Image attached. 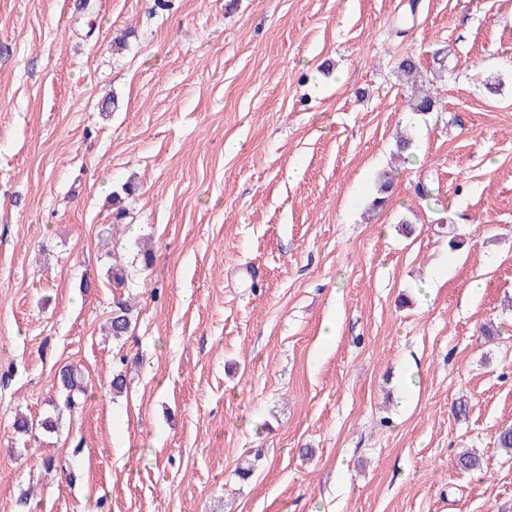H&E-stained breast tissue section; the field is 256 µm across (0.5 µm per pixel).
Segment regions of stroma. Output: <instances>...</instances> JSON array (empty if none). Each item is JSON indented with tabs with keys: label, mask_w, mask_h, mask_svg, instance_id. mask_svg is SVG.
Segmentation results:
<instances>
[{
	"label": "stroma",
	"mask_w": 512,
	"mask_h": 512,
	"mask_svg": "<svg viewBox=\"0 0 512 512\" xmlns=\"http://www.w3.org/2000/svg\"><path fill=\"white\" fill-rule=\"evenodd\" d=\"M510 426L512 0H0V512H512ZM132 307L130 300L125 299L123 296H119L114 301L112 318L107 326V333L112 336L113 339H121L129 332ZM59 380L63 389L64 406L72 409L79 404L81 398L86 394V385H84L81 373L73 367L62 368L59 372Z\"/></svg>",
	"instance_id": "obj_1"
}]
</instances>
